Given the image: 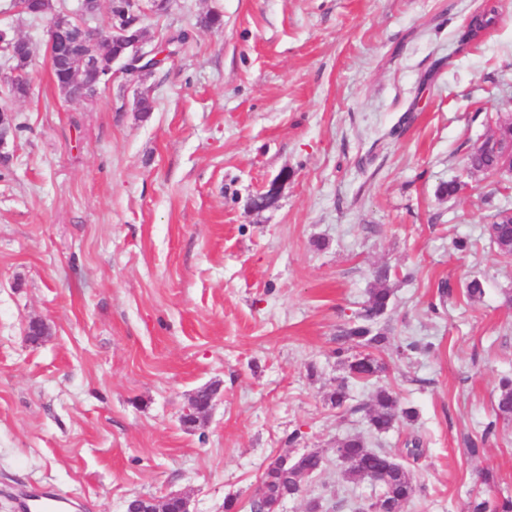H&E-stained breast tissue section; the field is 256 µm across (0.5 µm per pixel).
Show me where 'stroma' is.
Instances as JSON below:
<instances>
[{"instance_id": "1", "label": "stroma", "mask_w": 512, "mask_h": 512, "mask_svg": "<svg viewBox=\"0 0 512 512\" xmlns=\"http://www.w3.org/2000/svg\"><path fill=\"white\" fill-rule=\"evenodd\" d=\"M490 8L494 24L464 39ZM213 11L221 28L204 23ZM142 25L149 45L187 40L164 68L72 102L44 21L0 0V29L32 47L23 128L0 160V512L46 490L77 512L170 493L250 512L272 459L307 451L324 468L283 512H354L373 491L342 477L334 448L350 435L400 461L421 439L401 512L512 496V420L495 418L512 260L487 234L512 210V177L437 193L512 113V0H171ZM283 173L276 203L250 209ZM381 267L386 370L350 382L339 408L336 334ZM35 319L50 334L31 344ZM410 341L433 348L398 354ZM213 383L210 412L184 427ZM380 386L415 419L372 432L355 407Z\"/></svg>"}]
</instances>
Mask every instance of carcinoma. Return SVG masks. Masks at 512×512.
Instances as JSON below:
<instances>
[{
	"label": "carcinoma",
	"mask_w": 512,
	"mask_h": 512,
	"mask_svg": "<svg viewBox=\"0 0 512 512\" xmlns=\"http://www.w3.org/2000/svg\"><path fill=\"white\" fill-rule=\"evenodd\" d=\"M58 10L56 0H28L25 16L41 18ZM485 147L475 145L469 151L465 169L469 177H487L499 164L512 165V117H497L491 132L483 139ZM488 233L498 252L512 257V213L502 210L493 215ZM390 273L380 268L373 275L367 300L355 319L344 324L337 335L336 358L345 376L337 384L331 400L342 407L348 400V380L368 381L384 371L374 351L385 347L387 336L381 323L389 308L393 289L389 286ZM354 412H363L369 428L386 433L401 419H412L415 411L401 408L393 394L378 388L372 405H358ZM497 416L512 417V378H501L497 401ZM341 461L346 464L343 476L350 482L369 481L379 487L374 498L360 506L359 512H400L403 504L417 493L415 484L403 465L390 454L368 447L360 436H348L336 443ZM324 467V457L310 451L291 458L288 469L268 465L262 482L270 495L292 498L301 490V480L319 474ZM472 512H512V498L477 497Z\"/></svg>",
	"instance_id": "cac0c4a2"
}]
</instances>
